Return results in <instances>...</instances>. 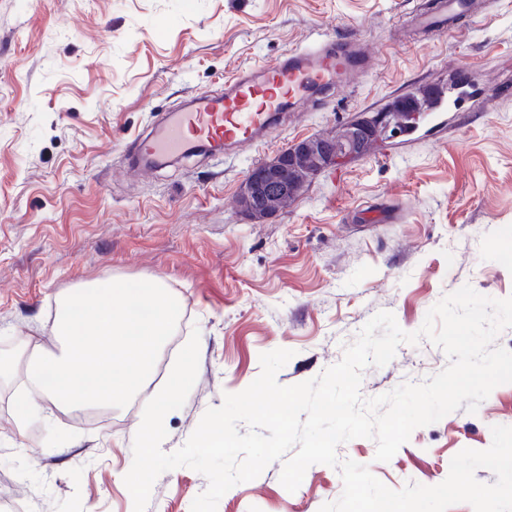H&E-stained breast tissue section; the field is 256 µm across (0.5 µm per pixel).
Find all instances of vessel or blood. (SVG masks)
<instances>
[{
  "label": "vessel or blood",
  "mask_w": 512,
  "mask_h": 512,
  "mask_svg": "<svg viewBox=\"0 0 512 512\" xmlns=\"http://www.w3.org/2000/svg\"><path fill=\"white\" fill-rule=\"evenodd\" d=\"M482 12L479 0H442L425 24L444 28L459 16L473 19ZM369 63L354 36L289 51L276 62L237 71L223 93L198 96L189 107L171 111L160 133L138 138L137 148L150 162L183 155L202 141L216 152L261 148L277 115L350 82Z\"/></svg>",
  "instance_id": "vessel-or-blood-1"
}]
</instances>
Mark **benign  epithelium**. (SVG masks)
<instances>
[{
  "instance_id": "obj_1",
  "label": "benign epithelium",
  "mask_w": 512,
  "mask_h": 512,
  "mask_svg": "<svg viewBox=\"0 0 512 512\" xmlns=\"http://www.w3.org/2000/svg\"><path fill=\"white\" fill-rule=\"evenodd\" d=\"M349 122L328 136H311L297 140L272 159L251 167L238 192L240 212L253 222H263L278 215L275 202H289L303 192L294 179V172L313 159L320 169L349 162L359 157L362 143L381 134L379 123Z\"/></svg>"
}]
</instances>
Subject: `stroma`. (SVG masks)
<instances>
[{"mask_svg":"<svg viewBox=\"0 0 512 512\" xmlns=\"http://www.w3.org/2000/svg\"><path fill=\"white\" fill-rule=\"evenodd\" d=\"M433 0H0V347L17 356L0 379V491L21 512H132L124 476L146 403L167 381L192 331L196 382L165 423L179 449L208 408L247 388L260 356L294 355L280 385L318 377L376 313L407 332L463 286L512 297V0H483L485 17L453 33L420 35L414 16ZM326 36H355L368 72L316 106L289 113L265 147L179 158L146 172L129 155L168 111L259 62ZM471 95L443 123L385 140L321 172L288 208L246 219L236 195L248 170L293 141L334 132L405 92L451 91L459 70ZM158 277L180 306L155 373L122 408L42 400L19 425L29 383L23 348H58L60 301L85 283ZM449 359L429 339L400 344L363 373L369 398L419 383ZM512 426V383L476 412L457 409L416 428L387 462L376 443L340 444L393 490L443 482L452 458ZM282 461L230 489L217 512H319L343 492L338 468L310 466L299 488ZM207 478L161 474L146 512H191Z\"/></svg>","mask_w":512,"mask_h":512,"instance_id":"obj_1","label":"stroma"}]
</instances>
